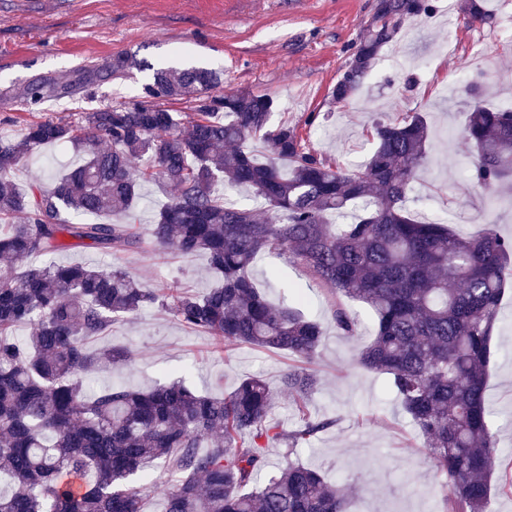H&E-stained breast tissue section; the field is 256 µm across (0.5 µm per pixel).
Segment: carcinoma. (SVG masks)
I'll list each match as a JSON object with an SVG mask.
<instances>
[{
    "label": "carcinoma",
    "instance_id": "1",
    "mask_svg": "<svg viewBox=\"0 0 512 512\" xmlns=\"http://www.w3.org/2000/svg\"><path fill=\"white\" fill-rule=\"evenodd\" d=\"M431 9L429 0H377L332 98L347 101L405 17ZM219 84L211 70L159 69L146 94L203 91L196 112L119 106L76 121L32 122L21 138L0 139V220L21 219L0 233V477L10 483L0 490V512H145L144 493L160 488L164 512H349L341 489L292 458L335 423L306 409L318 387L308 364L323 328L254 285L249 269L264 252L327 291L342 335H358L343 299L372 310L374 334L355 362L390 377L441 480L440 512H488L499 446L486 387L512 282V239L491 226L465 237L415 218L408 203L430 136L422 114L376 123L368 159L346 169L317 157L287 123L271 124L273 98L211 95ZM465 91L460 138L470 180L480 188L509 183L512 107L486 106L474 79ZM256 142L267 160L257 158ZM53 144L73 145L80 162L50 189L16 185L11 173L20 160ZM140 156L150 164L137 170L132 160ZM151 180L170 189L150 224L152 242L183 256L206 254L219 279L207 294L174 286L158 295L121 268L32 262L68 247V239L104 252L138 249L140 235L112 216L133 215ZM220 184L252 189L263 215L225 203ZM65 212L90 221L73 223ZM156 303L221 344L284 351L306 363L282 376L299 426L288 432L269 423L275 394L258 376L220 398L181 380L87 395L86 379L99 364L131 358L123 347L92 349L89 340ZM19 326L31 329L22 340ZM262 439L287 446L284 467L267 477Z\"/></svg>",
    "mask_w": 512,
    "mask_h": 512
}]
</instances>
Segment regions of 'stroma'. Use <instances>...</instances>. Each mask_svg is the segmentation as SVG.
<instances>
[{
	"label": "stroma",
	"mask_w": 512,
	"mask_h": 512,
	"mask_svg": "<svg viewBox=\"0 0 512 512\" xmlns=\"http://www.w3.org/2000/svg\"><path fill=\"white\" fill-rule=\"evenodd\" d=\"M490 19L469 20L458 0H431L428 14L407 16L349 101L331 91L369 23L376 0H0V136L18 137L47 117L75 119L82 112L148 103L145 92L159 68H207L222 75L219 94L241 91L272 97L273 123L295 126L321 158L347 167L363 163L374 147L379 121L419 112L430 127L429 164L415 183L416 211L448 210L453 228L475 235L495 226L512 237V192L477 188L466 172L468 154L459 139L465 119V80L480 74L486 102L512 100V0H479ZM128 53L139 67L108 76L106 63ZM35 82L67 86L64 97L31 104ZM74 149L45 146L27 155L12 174L18 185L48 181L50 171L74 166ZM169 194L153 182L143 190L134 224L142 244L134 251L104 253L72 246L57 263L119 266L156 291L179 285L205 294L215 284L205 254L158 251L148 223ZM275 256L260 254L252 280L270 301L292 297L298 279L289 271L271 281ZM300 309L326 328L313 368L319 377L309 409L337 423L296 457L336 482L353 512H438L439 481L426 459L423 438L398 405L387 375L354 362L355 346L367 343L374 315L358 302L359 337L341 336L330 304L318 291ZM132 350L131 363H103L95 385L124 384L148 390L182 378L198 392L221 396L247 376L261 375L277 395L272 422L294 429L293 399L279 392L282 374L295 360L282 351L245 345L218 348L212 336L182 325L157 306L113 325L94 348ZM487 394L490 423L499 443L498 467L512 473V289L501 303L493 337Z\"/></svg>",
	"instance_id": "35a3bbf8"
}]
</instances>
